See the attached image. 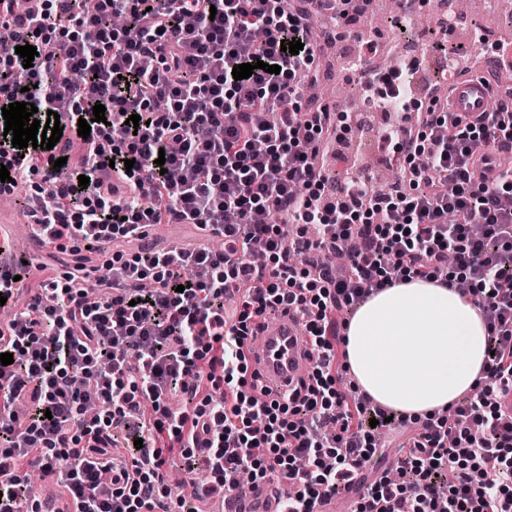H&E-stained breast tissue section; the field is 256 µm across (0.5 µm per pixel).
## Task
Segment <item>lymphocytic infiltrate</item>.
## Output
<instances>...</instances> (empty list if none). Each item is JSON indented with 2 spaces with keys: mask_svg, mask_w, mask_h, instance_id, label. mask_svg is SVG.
<instances>
[{
  "mask_svg": "<svg viewBox=\"0 0 512 512\" xmlns=\"http://www.w3.org/2000/svg\"><path fill=\"white\" fill-rule=\"evenodd\" d=\"M34 2L21 14L0 0V107L31 103L37 120L54 111L91 132L79 165L61 166L67 146L13 147L0 118V164L12 187L27 186L30 227L45 244L114 252L97 293L72 274L32 296L0 290L12 311L0 354L13 355L0 365V512H44L27 482L34 470L55 478L73 512H199L243 471L292 486L284 512L340 496L351 512H512V418L499 404L512 383V210L501 205L512 170L474 150L512 153V98L473 121L447 97L412 101L373 75L367 96L418 115L387 135L410 187L375 192L353 178L332 195L323 136L334 117L303 101L305 80L318 77L308 18L336 0ZM294 39L302 50L282 51ZM26 44L38 50L29 68L15 52ZM242 63L255 70L234 79ZM133 114L141 125H127ZM217 209L224 221L213 226ZM267 209L298 224L293 239L253 223ZM154 224L212 229L224 249L156 248L142 232ZM335 250L348 254L344 270L323 264ZM452 269L488 330L480 389L450 417L422 422L395 479L366 482L381 434L409 419L345 387L338 315L403 278L445 282ZM281 308L309 313L311 351L306 378L276 399L245 340ZM175 388L192 407L167 406ZM146 406L143 446L131 466L117 464L114 436ZM174 451L192 476L176 499L162 472Z\"/></svg>",
  "mask_w": 512,
  "mask_h": 512,
  "instance_id": "f902f5d3",
  "label": "lymphocytic infiltrate"
}]
</instances>
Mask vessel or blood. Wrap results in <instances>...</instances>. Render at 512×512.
Listing matches in <instances>:
<instances>
[{"mask_svg":"<svg viewBox=\"0 0 512 512\" xmlns=\"http://www.w3.org/2000/svg\"><path fill=\"white\" fill-rule=\"evenodd\" d=\"M452 109L463 116H476L491 111V86L484 77L470 76L455 80L452 85ZM294 313L277 312L262 321L250 337L249 361L258 371L263 385L273 394H283L305 375L309 363L310 346L306 337L296 331ZM282 498L272 484L251 486L245 497L228 493L224 499V512H279Z\"/></svg>","mask_w":512,"mask_h":512,"instance_id":"1","label":"vessel or blood"}]
</instances>
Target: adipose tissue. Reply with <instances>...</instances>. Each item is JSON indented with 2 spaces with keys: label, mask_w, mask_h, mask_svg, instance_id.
<instances>
[{
  "label": "adipose tissue",
  "mask_w": 512,
  "mask_h": 512,
  "mask_svg": "<svg viewBox=\"0 0 512 512\" xmlns=\"http://www.w3.org/2000/svg\"><path fill=\"white\" fill-rule=\"evenodd\" d=\"M487 327L457 288L413 277L364 302L346 331L347 365L378 403L408 415L438 412L479 381Z\"/></svg>",
  "instance_id": "1"
}]
</instances>
